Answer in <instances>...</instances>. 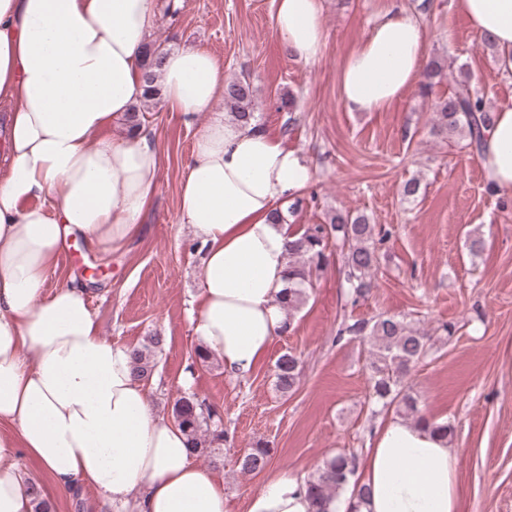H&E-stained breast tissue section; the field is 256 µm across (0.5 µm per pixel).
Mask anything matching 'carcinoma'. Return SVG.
Listing matches in <instances>:
<instances>
[{
	"instance_id": "1",
	"label": "carcinoma",
	"mask_w": 512,
	"mask_h": 512,
	"mask_svg": "<svg viewBox=\"0 0 512 512\" xmlns=\"http://www.w3.org/2000/svg\"><path fill=\"white\" fill-rule=\"evenodd\" d=\"M165 51L162 42L150 39L144 46L145 100L158 98L157 69ZM443 66L431 61L420 83L421 93L426 95L433 80L440 76ZM224 105L241 121L254 117V90L247 78L231 79L224 83ZM493 120V113L470 85L469 81L457 83L454 91L435 101L433 106V128L450 136H459L468 146L479 151L482 147L483 129ZM342 243L345 249L344 273L352 303L368 297L374 287V273L378 268L379 245L385 235L376 230L363 214L349 211L338 212L328 224H313L299 234L292 243L288 267V291L282 306L286 312L285 331L293 327L294 313L307 301L309 289L313 288V276L322 271L329 262L326 250L331 239ZM367 341L370 345L367 365L373 395L386 406H394L412 415L415 421L434 432L445 436L452 433L446 423H438L420 414L419 400L406 388L403 378L427 355L429 337L411 323L394 315H379L373 319H357L348 322L337 331L336 341ZM163 337L149 336L143 343L131 347L134 376L148 379L156 367L157 351ZM301 360L295 353L286 351L274 365L275 383L283 393L290 392L297 384ZM172 417L187 436L190 452L207 455L211 463L220 462L219 453L212 445L224 441L225 431L217 411L197 394H185L174 401ZM270 449L261 442L243 451L235 461L237 471L242 474L259 473L266 468ZM356 456L339 453L328 459L307 477L312 512H329L333 498L340 494L355 478Z\"/></svg>"
}]
</instances>
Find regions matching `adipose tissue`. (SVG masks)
I'll use <instances>...</instances> for the list:
<instances>
[{
	"label": "adipose tissue",
	"mask_w": 512,
	"mask_h": 512,
	"mask_svg": "<svg viewBox=\"0 0 512 512\" xmlns=\"http://www.w3.org/2000/svg\"><path fill=\"white\" fill-rule=\"evenodd\" d=\"M512 75V0H458ZM159 23L155 0H0V102L11 106L10 162L0 167V512H34L20 455L56 483L90 487L114 512H225L224 483L200 467L185 433L150 406L129 347L98 331L86 288L48 289L73 236L116 249L139 230L158 188L153 135L105 134L143 101L142 50ZM273 27L290 59L312 64L326 46L323 0H276ZM420 19L392 4L346 56V111L383 112L426 65ZM163 102L204 112L184 166L179 212L204 250L196 341L244 378L283 334L289 246L275 223L315 170L258 120L225 114L224 75L203 48L167 51ZM489 187L512 197V107H500L479 156ZM458 512V452L400 416L377 427L361 476L331 512ZM246 512H311L307 478L282 470Z\"/></svg>",
	"instance_id": "1"
}]
</instances>
